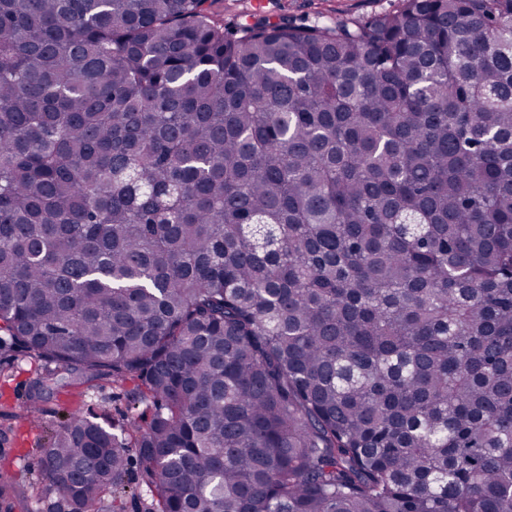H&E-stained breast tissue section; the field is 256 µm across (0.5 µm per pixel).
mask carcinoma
<instances>
[{"label": "carcinoma", "mask_w": 512, "mask_h": 512, "mask_svg": "<svg viewBox=\"0 0 512 512\" xmlns=\"http://www.w3.org/2000/svg\"><path fill=\"white\" fill-rule=\"evenodd\" d=\"M214 3L0 0V365L151 410L60 421L46 491L512 512V0ZM261 1H264V6ZM398 5L399 0H218L214 8L220 11L224 8V24L241 21L249 14H261L272 20L281 17L305 19L313 23L336 17L392 12ZM131 458V464L121 483L113 488L112 493L108 494L109 500L111 501V512H113L112 499H114L115 512H137L133 497L139 486L140 467L135 455Z\"/></svg>", "instance_id": "obj_1"}]
</instances>
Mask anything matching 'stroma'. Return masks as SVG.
Segmentation results:
<instances>
[{"label": "stroma", "mask_w": 512, "mask_h": 512, "mask_svg": "<svg viewBox=\"0 0 512 512\" xmlns=\"http://www.w3.org/2000/svg\"><path fill=\"white\" fill-rule=\"evenodd\" d=\"M398 5L399 0H264L257 9L252 0H217L215 7L223 11L225 23L232 24L255 12L274 20L285 17L315 22L391 12ZM40 368L38 361L23 358L0 370V466L9 465L17 473L16 503L20 506L46 484L40 448L48 442L59 418L92 410L121 419L136 387L133 381L110 378L68 387L50 401V414L27 420L21 412L29 382Z\"/></svg>", "instance_id": "1"}]
</instances>
